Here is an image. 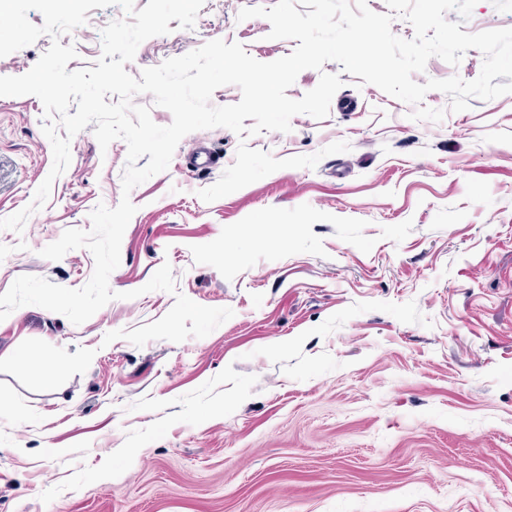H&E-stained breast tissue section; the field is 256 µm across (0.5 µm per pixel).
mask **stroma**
I'll return each mask as SVG.
<instances>
[{"label":"stroma","instance_id":"35a3bbf8","mask_svg":"<svg viewBox=\"0 0 512 512\" xmlns=\"http://www.w3.org/2000/svg\"><path fill=\"white\" fill-rule=\"evenodd\" d=\"M204 0L190 29L147 39L139 75L221 39L261 62L297 43L270 39L245 7ZM119 7L89 11L62 37L93 67ZM464 31L512 28V0H479ZM483 55L431 58L418 83L475 79ZM339 74L330 112L287 133L249 137L278 159L344 153L284 168L214 202L198 192L243 140L218 127L186 135L169 167L132 189L137 211L109 284L121 299L80 325L38 306L0 321V512H512V94L471 99L442 121L358 85L335 62L302 71L301 98ZM32 95L0 96V219L28 206L52 148ZM209 164L192 165L196 140ZM23 233L0 230V293L33 275L77 289L87 249L40 251L90 229L123 195L127 145L92 128ZM170 264L175 293L143 292ZM139 290L134 299L127 291ZM232 318L203 338L143 347L118 339L162 318L176 294Z\"/></svg>","mask_w":512,"mask_h":512}]
</instances>
